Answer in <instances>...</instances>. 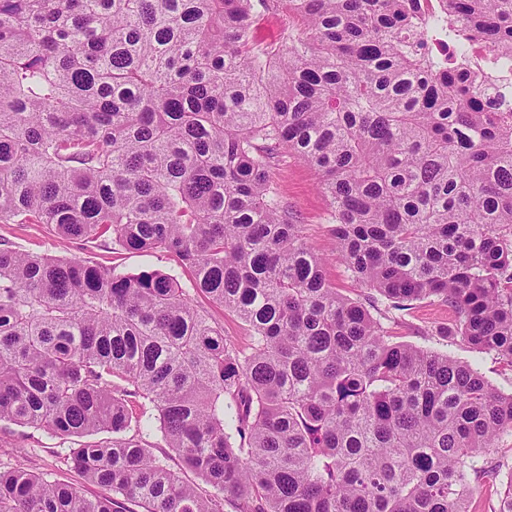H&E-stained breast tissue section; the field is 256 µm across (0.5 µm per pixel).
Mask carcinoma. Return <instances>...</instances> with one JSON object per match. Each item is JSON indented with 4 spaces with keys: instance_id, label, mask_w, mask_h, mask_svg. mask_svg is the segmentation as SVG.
<instances>
[{
    "instance_id": "cac0c4a2",
    "label": "carcinoma",
    "mask_w": 512,
    "mask_h": 512,
    "mask_svg": "<svg viewBox=\"0 0 512 512\" xmlns=\"http://www.w3.org/2000/svg\"><path fill=\"white\" fill-rule=\"evenodd\" d=\"M260 7L300 28L256 41ZM474 41L512 57V0H0V223L176 261L0 243V421L112 433L69 451L103 493L0 467V512H467L512 391L390 323L437 298L512 367V82ZM290 154L379 316L304 242ZM115 249L95 248L93 252L97 258L106 264H120L126 270L131 272H138L141 269L148 267L153 268H169L175 267L176 263L172 257L159 256V255H143L134 252H128L113 246ZM199 302L204 306L213 317V319L224 323V336H228L230 339L241 342L242 337L245 336V330L240 322L233 317L231 314L224 312L220 307L210 304L204 299H198Z\"/></svg>"
}]
</instances>
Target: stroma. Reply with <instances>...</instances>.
Returning a JSON list of instances; mask_svg holds the SVG:
<instances>
[{
	"mask_svg": "<svg viewBox=\"0 0 512 512\" xmlns=\"http://www.w3.org/2000/svg\"><path fill=\"white\" fill-rule=\"evenodd\" d=\"M273 180L285 203L299 217L307 246L325 257L328 279L339 293L354 299H364L371 291L353 279L338 259L336 239L327 222L329 206L317 185V178L300 158L291 156L272 169ZM6 239L30 251L53 255L83 256L88 251L81 242L63 241L37 224H0V240ZM454 314L447 303L428 300L415 303L411 309L396 313L391 324L392 339L418 346L448 352L463 361L476 363L483 375L502 390L512 389V368L491 354H479L468 348L461 338L437 336L439 327L450 325ZM76 440H62L44 432L0 422V463L18 464L47 478L63 479L79 487L88 496L99 494L98 486L83 477L67 462L70 448ZM487 476L472 478L475 491L471 498V512H496L498 499L512 476V435L502 436L496 447L484 457Z\"/></svg>",
	"mask_w": 512,
	"mask_h": 512,
	"instance_id": "obj_1",
	"label": "stroma"
}]
</instances>
